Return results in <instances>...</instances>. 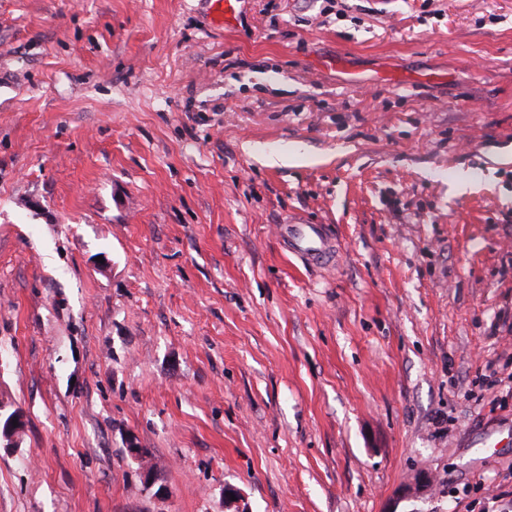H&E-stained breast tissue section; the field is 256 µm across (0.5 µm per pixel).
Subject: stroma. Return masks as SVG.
I'll return each mask as SVG.
<instances>
[{
  "mask_svg": "<svg viewBox=\"0 0 512 512\" xmlns=\"http://www.w3.org/2000/svg\"><path fill=\"white\" fill-rule=\"evenodd\" d=\"M0 404V512H512V0H0ZM288 241L294 243L292 249L300 252L309 260L322 264L332 263L334 249L327 243L321 226L293 222L287 225ZM13 420L17 421L16 427H13ZM24 426L25 422L21 413L7 412L0 406V445L2 442H6V445L15 446Z\"/></svg>",
  "mask_w": 512,
  "mask_h": 512,
  "instance_id": "obj_1",
  "label": "stroma"
}]
</instances>
